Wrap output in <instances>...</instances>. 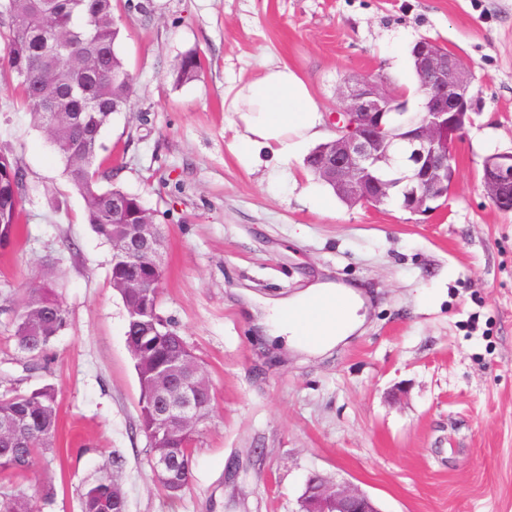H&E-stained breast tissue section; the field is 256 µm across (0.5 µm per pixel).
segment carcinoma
<instances>
[{
    "label": "carcinoma",
    "instance_id": "cac0c4a2",
    "mask_svg": "<svg viewBox=\"0 0 512 512\" xmlns=\"http://www.w3.org/2000/svg\"><path fill=\"white\" fill-rule=\"evenodd\" d=\"M119 28L113 0H0V43L3 57L16 74L23 103L42 131L54 127L50 144L64 165L69 183L83 196L88 224L105 242L119 221L114 202L128 213L147 211L138 194L119 188L101 189L97 165L100 139L112 115L130 103L132 84L117 51ZM202 69L199 56L182 57L172 69L177 83L191 80ZM25 174L11 151L0 147V241L9 244L18 233ZM152 308L133 317L136 299L123 296L126 339L141 342L144 359L135 364L139 383H151L172 365L176 351L169 344L175 333L171 321L159 313L160 295L150 294ZM35 299L44 318L30 322L27 302ZM68 323V312L52 287L28 288L14 319L17 348L30 359L40 357L50 340ZM20 422L15 435L0 438V471H28L36 456L54 448L58 422V394L45 385L30 392L0 396V421ZM127 500L105 473L84 488L81 512H127ZM0 512H33L25 492H0Z\"/></svg>",
    "mask_w": 512,
    "mask_h": 512
}]
</instances>
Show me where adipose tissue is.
Returning <instances> with one entry per match:
<instances>
[{
	"label": "adipose tissue",
	"mask_w": 512,
	"mask_h": 512,
	"mask_svg": "<svg viewBox=\"0 0 512 512\" xmlns=\"http://www.w3.org/2000/svg\"><path fill=\"white\" fill-rule=\"evenodd\" d=\"M245 127L237 146L242 160L271 167L278 186L291 160L303 157L321 136L324 115L307 84L288 65L267 68L232 100ZM361 302L351 290L315 285L290 299L266 304L259 325L270 337L319 352L335 346L359 324Z\"/></svg>",
	"instance_id": "ef3b65f1"
}]
</instances>
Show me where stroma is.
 I'll return each instance as SVG.
<instances>
[{
  "label": "stroma",
  "instance_id": "35a3bbf8",
  "mask_svg": "<svg viewBox=\"0 0 512 512\" xmlns=\"http://www.w3.org/2000/svg\"><path fill=\"white\" fill-rule=\"evenodd\" d=\"M118 51L134 79L99 158L109 185L140 195L165 238L160 309L207 373L214 404L175 498L154 481L126 312L110 246L0 66V146L26 175L19 231L0 249V393L58 391L51 455L24 477L35 512H81L109 467L128 512H294L310 474L349 482L380 512H512V211L495 208L483 158L512 149V0H116ZM436 40L474 67L479 111L455 140L448 199L427 215L396 201L330 198L242 162L231 101L286 64L324 112L346 77L414 98L411 49ZM204 68L175 84L181 56ZM68 325L30 361L12 323L43 274ZM319 282L360 292L363 325L313 355L256 338L248 300H283Z\"/></svg>",
  "mask_w": 512,
  "mask_h": 512
}]
</instances>
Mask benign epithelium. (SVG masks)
Masks as SVG:
<instances>
[{
  "label": "benign epithelium",
  "mask_w": 512,
  "mask_h": 512,
  "mask_svg": "<svg viewBox=\"0 0 512 512\" xmlns=\"http://www.w3.org/2000/svg\"><path fill=\"white\" fill-rule=\"evenodd\" d=\"M424 102L416 112L404 105L405 97L385 82L360 76L344 82L338 107L329 125L333 137L322 144L318 177L333 185L347 204L379 207L392 196L393 184L408 189L404 209L422 213L448 197V158L455 139L476 110L471 94L474 69L450 50L426 44L412 53ZM482 183L489 200L512 208V151L495 152L482 160ZM122 232L112 237V250L125 264L147 275L161 268L162 238L156 214H135L121 221ZM145 278L119 275L112 288L139 296L133 312H143L148 292ZM183 359L157 381L143 386L155 411L156 427L150 435L160 442L195 423L190 417L211 397L212 388L200 365H195L177 387L171 381ZM153 473L159 485L171 491L181 486L177 459L161 454ZM296 512H380L374 501L347 482L318 476L306 482Z\"/></svg>",
  "instance_id": "obj_1"
}]
</instances>
